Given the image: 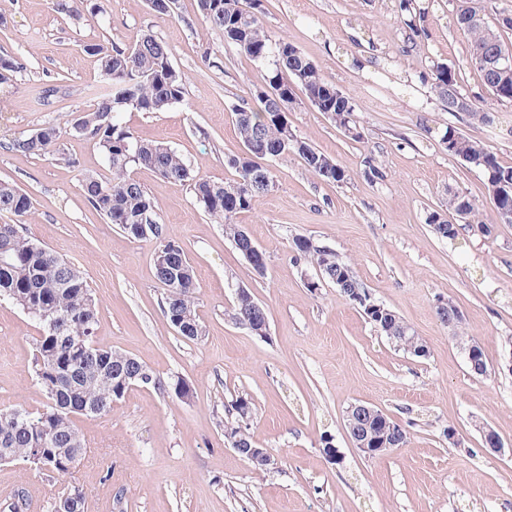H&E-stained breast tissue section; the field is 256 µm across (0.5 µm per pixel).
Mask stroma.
I'll return each mask as SVG.
<instances>
[{"label": "stroma", "instance_id": "obj_1", "mask_svg": "<svg viewBox=\"0 0 512 512\" xmlns=\"http://www.w3.org/2000/svg\"><path fill=\"white\" fill-rule=\"evenodd\" d=\"M394 5L262 0L260 19L272 40L287 39L353 98L361 132L350 140L305 100L289 111L293 133L348 178L314 177L295 155L271 162L272 187L233 218L263 250L266 275L210 221L189 184L131 168L159 206L166 239L195 269L202 334L193 341L163 315L157 243L128 237L81 191L82 176H112L96 142L66 130L98 105V62L82 45L126 47L145 33L167 45L185 77L183 100L121 120L213 181L235 175L227 160L244 146L233 107L266 86L267 66L225 43L197 0H175L167 15L147 0H87L75 16L60 0H0V56L25 65L0 84V182L31 196L30 235L85 274L98 301L95 346L136 357L163 383L129 389L108 414L76 417L87 452L69 474L0 465V512L17 490L33 512H47L62 481L83 489L88 512H512V224L499 221L482 174L441 141L455 129L512 166V103L495 105L490 125L449 111L422 79L426 60L460 70L465 94L490 97L452 20L456 0H435L422 56L404 54ZM48 124L65 129L55 154L11 150L15 139ZM369 156L382 178H368ZM452 190L471 199L491 235L465 228L448 240L434 233L426 218L445 212ZM297 236L351 262L359 283L414 329L427 355L394 347L335 286L309 290L316 271L296 260ZM240 287L264 306L266 336L230 319ZM447 302L482 347L485 375L470 371L440 320L438 307ZM40 333L31 317L0 301V408L36 413L47 404L34 372ZM179 380L189 396L175 392ZM241 394L255 406L248 428L256 447L277 461L270 470L254 471L224 437V407ZM354 403L405 426L407 444L377 457L360 452L346 429ZM484 426L499 436L501 452L485 450ZM326 435L340 463L324 455Z\"/></svg>", "mask_w": 512, "mask_h": 512}]
</instances>
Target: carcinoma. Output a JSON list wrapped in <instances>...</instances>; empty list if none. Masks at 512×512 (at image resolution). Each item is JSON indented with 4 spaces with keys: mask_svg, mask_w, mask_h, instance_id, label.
I'll return each mask as SVG.
<instances>
[{
    "mask_svg": "<svg viewBox=\"0 0 512 512\" xmlns=\"http://www.w3.org/2000/svg\"><path fill=\"white\" fill-rule=\"evenodd\" d=\"M200 11L211 28L220 32L224 42L236 47L250 59L263 62L273 59L268 76V90L251 92L253 103L245 101L233 106L235 125L240 139L251 148L228 160L237 178L224 182L199 178L177 150L162 142L139 140L118 119L122 112H162L183 100L184 77L170 61L168 47L151 34H143L126 48H109L97 43L83 45V51L98 57L103 86L96 91L97 108L81 115L83 127L73 132L98 141L106 155L112 178L101 181L94 176L82 180V190L91 206L109 223L127 236L138 240L160 242L155 277L163 288L162 312L170 325L182 322L179 334L194 340L202 334L197 314V284L193 266L182 247L165 240L156 201L140 183L130 177L134 166L147 167L161 177L193 186L196 201L216 224L224 225L227 238L240 235L241 227L232 217L253 209L273 185L271 169L263 162L273 156H299L308 172L336 183L347 180L346 171L332 158L309 143L292 136L286 114L278 103L295 104L293 85H299L315 108L329 113V118H349V126L357 128L353 99L336 95V87L328 83L320 69L297 47L281 40L271 49V39L257 13L241 6V0H198ZM400 22L409 30L411 49L423 53L417 38L424 32L429 7L423 0H398ZM476 0H461L455 21L467 35L470 50H491L507 45L512 34V15L498 13L494 18L476 17ZM23 63L11 56H0V83L12 80L21 72ZM425 79L439 97H448V86L461 89L459 71L433 61ZM469 116L483 124L493 121V103L476 102ZM41 136L17 139L11 150L24 156H42L55 150L62 129L49 124L40 128ZM448 153L478 169L495 209L512 205V166L502 164L495 153L482 142L463 136L454 138L449 129L442 136ZM31 197L9 183H0V213L18 218L16 224H0V301H6L38 321L42 333L35 343V375L49 398L48 405L34 414L23 408L0 409V462H22L36 471L64 476L86 452L74 416H96L112 411L131 386L162 383L136 358L112 350L94 349L97 326V301L84 274L29 236L24 219L31 213ZM448 209L465 213L468 224L482 225L484 234L491 226L482 222L469 197L459 191L448 192ZM430 223L440 237H458V225L431 212ZM299 258L313 266L322 278L352 299L355 290H363L351 263L317 246L307 237L293 239ZM256 299L248 293L235 299L230 317L261 319L254 306ZM59 324L52 328L49 318ZM370 323L384 336H401L409 328L388 307L375 314ZM224 434L238 440L240 447H255L245 418L236 411L235 402L224 406ZM374 436L396 448L408 442L406 431L395 421L391 428L374 429ZM72 486L58 490L49 502L51 512H87L85 493L71 494Z\"/></svg>",
    "mask_w": 512,
    "mask_h": 512,
    "instance_id": "obj_1",
    "label": "carcinoma"
}]
</instances>
